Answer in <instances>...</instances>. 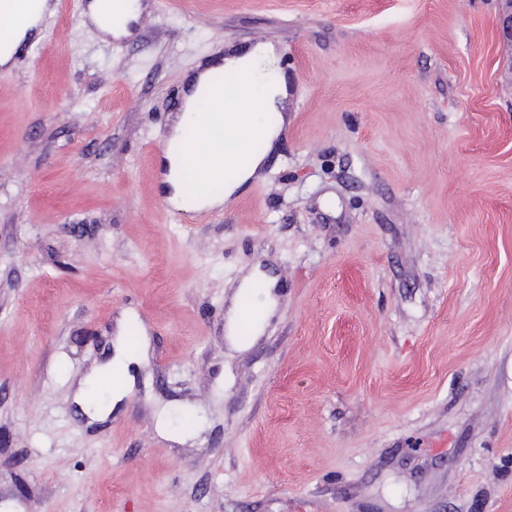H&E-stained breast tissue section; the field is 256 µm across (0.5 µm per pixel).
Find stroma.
<instances>
[{
    "instance_id": "35a3bbf8",
    "label": "stroma",
    "mask_w": 512,
    "mask_h": 512,
    "mask_svg": "<svg viewBox=\"0 0 512 512\" xmlns=\"http://www.w3.org/2000/svg\"><path fill=\"white\" fill-rule=\"evenodd\" d=\"M64 2L0 66V512H512L496 0H150L120 38ZM264 42L288 121L182 215L158 156L187 80ZM257 270L276 305L238 347ZM123 337L145 357L89 422ZM132 361L133 357L128 353L125 343L119 340L114 359L111 357L108 361L98 365L91 375L80 382L75 399L89 418L92 420L105 418L122 401L132 382V378L127 376L128 364ZM118 366L120 370L116 371ZM115 371L117 375L114 377ZM111 376L112 385L108 393L111 397L110 401L103 403L93 399L92 391Z\"/></svg>"
}]
</instances>
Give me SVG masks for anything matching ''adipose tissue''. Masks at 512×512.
<instances>
[{
  "instance_id": "adipose-tissue-1",
  "label": "adipose tissue",
  "mask_w": 512,
  "mask_h": 512,
  "mask_svg": "<svg viewBox=\"0 0 512 512\" xmlns=\"http://www.w3.org/2000/svg\"><path fill=\"white\" fill-rule=\"evenodd\" d=\"M9 8L17 12L19 19L9 41L0 47V66L11 62L16 48L31 37L49 12L50 4L48 0H11ZM274 54L275 48L269 43H259L245 51H229L222 67L236 78L235 91L230 96L223 88H211L212 66H205L189 78L190 91L184 97L182 114L172 127L166 151L169 174L165 182L172 201L180 205L186 202L183 180L188 170L223 179V193L200 194L191 203L196 209L219 207L260 170L264 156L252 149V139L270 145L279 135L278 129L261 121L260 116L282 111L288 99L283 76L266 81L260 78L261 62ZM248 100L253 101L254 112H240V104ZM193 115L201 120L200 134L195 142L189 143L184 139V126L187 117ZM132 360L125 343H117L114 358L98 365L81 381L75 399L89 418H105L122 401L132 382L126 372Z\"/></svg>"
}]
</instances>
